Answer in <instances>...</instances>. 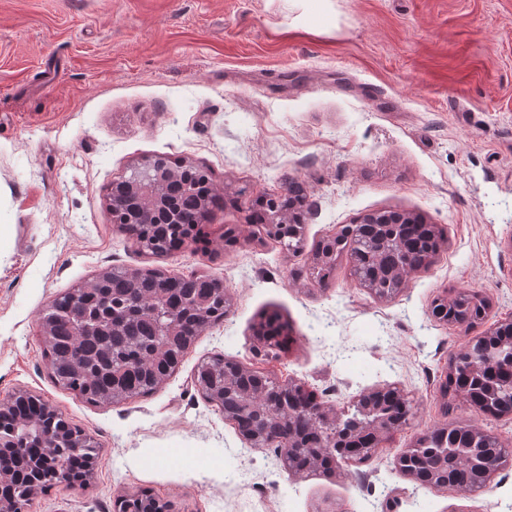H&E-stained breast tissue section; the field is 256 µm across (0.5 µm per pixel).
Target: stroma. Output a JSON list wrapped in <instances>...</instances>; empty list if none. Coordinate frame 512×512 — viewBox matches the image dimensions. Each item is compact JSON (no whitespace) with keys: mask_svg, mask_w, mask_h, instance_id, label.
Returning <instances> with one entry per match:
<instances>
[{"mask_svg":"<svg viewBox=\"0 0 512 512\" xmlns=\"http://www.w3.org/2000/svg\"><path fill=\"white\" fill-rule=\"evenodd\" d=\"M207 168L223 209L206 241L156 257L113 224L114 181L147 157ZM299 182L298 251L222 248L256 197ZM423 214L448 247L382 299L340 262L305 275L313 246L373 211ZM113 268L220 279L224 321L149 396L91 404L51 378L40 336L58 295ZM474 291L483 326L435 321ZM287 325L280 347L254 335ZM512 320V0H0V399L24 390L98 447L85 487L27 512H115L145 490L175 512H512V462L484 490H436L395 458L466 423L512 448V415L443 391L451 353ZM221 354L296 381L335 410L394 386L405 426L366 461L291 474L242 439L192 379Z\"/></svg>","mask_w":512,"mask_h":512,"instance_id":"35a3bbf8","label":"stroma"}]
</instances>
